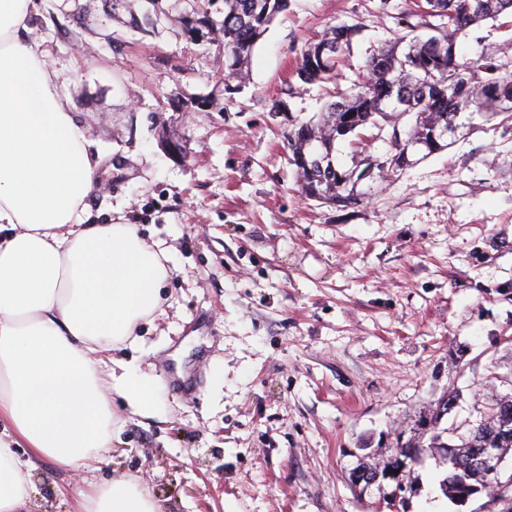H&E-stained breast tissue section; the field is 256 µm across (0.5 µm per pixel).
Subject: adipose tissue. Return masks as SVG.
<instances>
[{"mask_svg":"<svg viewBox=\"0 0 512 512\" xmlns=\"http://www.w3.org/2000/svg\"><path fill=\"white\" fill-rule=\"evenodd\" d=\"M30 2L0 0V512H27L39 461L77 469L109 447L113 397L155 411L159 381L110 353L136 342L169 274L136 225L79 223L98 161L29 36ZM78 512L161 509L120 479Z\"/></svg>","mask_w":512,"mask_h":512,"instance_id":"ef3b65f1","label":"adipose tissue"}]
</instances>
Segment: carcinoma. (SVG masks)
I'll list each match as a JSON object with an SVG mask.
<instances>
[{
  "instance_id": "carcinoma-1",
  "label": "carcinoma",
  "mask_w": 512,
  "mask_h": 512,
  "mask_svg": "<svg viewBox=\"0 0 512 512\" xmlns=\"http://www.w3.org/2000/svg\"><path fill=\"white\" fill-rule=\"evenodd\" d=\"M222 2L221 11L214 6ZM130 12L129 23L146 29L152 15L158 13L162 0H143L148 7L136 15L130 11L127 0H113ZM190 10L184 17L189 38L207 30L209 41L224 48V92H230L233 82L244 78L245 69L255 46L267 32L278 14L288 7V0H187ZM419 16L439 17L444 20L438 34L422 39L414 36L407 44L397 41L382 48L367 60L369 79L358 85L355 93L336 92L316 118L294 122L285 134L290 151L289 162L294 166L300 193L308 200L349 207L361 200L357 191L362 162L348 170H331L330 165L305 164L302 157L316 147L327 152V145H336L370 125L380 130L389 125L391 137L397 143L395 157L417 144L430 155L448 146L440 132L465 126L461 115L478 114L486 120L512 112V75L498 74L490 58L483 57L472 65L456 59L455 38L458 33L488 19L512 12V0H425L414 3ZM222 14V19L213 17ZM358 29L347 25L329 27L322 40L331 48L323 58H312L311 49L320 45L314 41L301 52L294 76L302 84L325 82L335 78L336 65L347 50ZM414 122L402 133L399 123L406 116ZM450 400L439 403L428 421V429L408 439L397 438L394 453L379 461L371 460L358 465L367 475L361 491L372 486L371 480L380 478L395 482L391 497L403 491L400 473L416 463L425 447L443 448L439 462L447 466L442 486L447 497H471L481 491L490 498L512 496V483H502L492 476L477 477L484 466L485 449L494 448L500 457L512 449V395L502 396L492 413L459 436V443L442 442L438 423ZM429 442H424V437Z\"/></svg>"
}]
</instances>
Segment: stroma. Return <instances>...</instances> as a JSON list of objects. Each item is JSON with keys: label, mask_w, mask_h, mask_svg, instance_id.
I'll list each match as a JSON object with an SVG mask.
<instances>
[{"label": "stroma", "mask_w": 512, "mask_h": 512, "mask_svg": "<svg viewBox=\"0 0 512 512\" xmlns=\"http://www.w3.org/2000/svg\"><path fill=\"white\" fill-rule=\"evenodd\" d=\"M162 8L152 36L115 20L112 0H37L31 19L99 154L90 222L137 225L170 274L138 348L113 352L161 378L156 414L114 399L111 447L79 472L38 463L28 512H74L79 492L124 477L163 512H491L483 493L452 504L428 453L394 507L349 474L420 432L443 396L456 405L441 427L462 432L512 393V118H474L449 148L362 182L359 205L308 201L291 121L440 18L411 30V0H288L230 95L223 51L183 30L186 0ZM337 24L359 32L333 82L299 85L305 45ZM456 54L512 74V16L460 33ZM168 133L187 158L167 153Z\"/></svg>", "instance_id": "35a3bbf8"}]
</instances>
